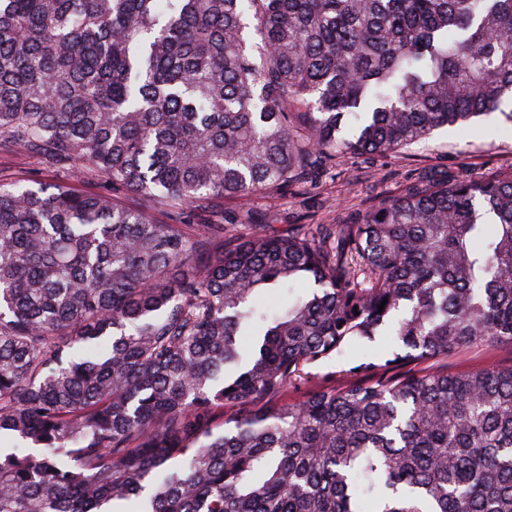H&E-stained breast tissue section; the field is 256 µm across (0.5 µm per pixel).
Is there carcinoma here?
Segmentation results:
<instances>
[{"label": "carcinoma", "instance_id": "1", "mask_svg": "<svg viewBox=\"0 0 512 512\" xmlns=\"http://www.w3.org/2000/svg\"><path fill=\"white\" fill-rule=\"evenodd\" d=\"M509 99L512 0H0V147L59 176L0 184V512H512V368L403 370L512 341V169L315 233L181 221ZM391 348L386 336H377L374 341L364 339L354 343L346 349L342 356L327 359L307 368L306 372H309V375L306 380L297 387L290 388L286 399L288 402H299L315 390L339 388L349 380L345 370L365 363L383 364Z\"/></svg>", "mask_w": 512, "mask_h": 512}]
</instances>
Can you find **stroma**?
Segmentation results:
<instances>
[{
	"label": "stroma",
	"mask_w": 512,
	"mask_h": 512,
	"mask_svg": "<svg viewBox=\"0 0 512 512\" xmlns=\"http://www.w3.org/2000/svg\"><path fill=\"white\" fill-rule=\"evenodd\" d=\"M511 168L512 127L496 114L478 117L461 129L436 130L429 138L395 153L341 157L332 175L313 180L288 196L264 202L257 220L273 223L278 235L287 234L298 224L313 227L348 222L356 213L399 194L424 171L485 178ZM17 179L32 184L54 181L55 175L28 151L0 150V184ZM390 351L391 344L384 336L354 343L343 355L310 366L306 380L289 389L287 399L299 402L313 391L341 387L348 381L346 372L350 367L384 363ZM432 366L452 374L488 367L507 369L512 367V342L473 345L433 361Z\"/></svg>",
	"instance_id": "1"
}]
</instances>
